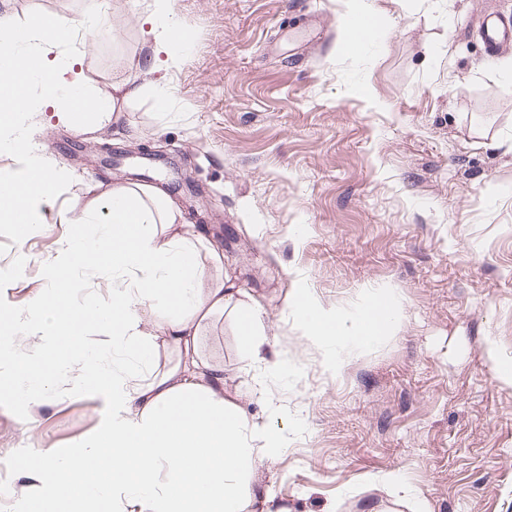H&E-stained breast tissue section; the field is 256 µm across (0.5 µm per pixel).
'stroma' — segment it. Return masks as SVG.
<instances>
[{
	"label": "stroma",
	"instance_id": "1",
	"mask_svg": "<svg viewBox=\"0 0 512 512\" xmlns=\"http://www.w3.org/2000/svg\"><path fill=\"white\" fill-rule=\"evenodd\" d=\"M86 4L9 9L21 25L77 21ZM364 9L376 33L353 51L344 23ZM152 10L108 0L93 35L52 48L78 53L101 94L130 79L144 91L92 134L32 114L71 184L38 232L0 223V266L25 262L0 283V323L33 309L83 184L165 192L187 169L207 199L177 194L184 223L263 310L261 359L229 319L202 349L224 367L225 396L286 438L253 476L271 512H512V45L489 59L481 39L487 15L512 19V0H172L191 38L160 73L142 61ZM104 145L126 153L103 161ZM382 290L395 332L338 357L293 313L304 296L351 317ZM105 414L88 393L21 413L0 389V512L37 494L38 449L72 447ZM395 472L409 498L391 494Z\"/></svg>",
	"mask_w": 512,
	"mask_h": 512
}]
</instances>
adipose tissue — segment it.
I'll return each instance as SVG.
<instances>
[{
  "label": "adipose tissue",
  "instance_id": "ef3b65f1",
  "mask_svg": "<svg viewBox=\"0 0 512 512\" xmlns=\"http://www.w3.org/2000/svg\"><path fill=\"white\" fill-rule=\"evenodd\" d=\"M75 25L64 16H42L28 23L18 43L10 14L0 15V150L18 158L17 169L1 175L0 183L20 197L16 205L0 201L1 223L21 218L35 227L67 181L66 170L47 167L33 145L32 102L17 101L16 84L40 86L41 104L58 108L65 123L84 112L87 133L140 92L123 83L100 94L83 81L76 59L49 56L48 45ZM35 173L42 183L34 188ZM181 218L176 202L151 186L119 185L91 198L67 248L46 266L47 297L16 319L18 330L47 342L42 365L23 355L0 359V384L12 393L57 396V382L44 368L82 352L92 326L106 329L113 351L124 357L118 364L89 357L75 368L77 391L94 390L109 412L73 448L39 451L44 481L24 512H125L129 503L139 512H267L251 478L258 462L279 455L285 441L225 397L223 367L201 350L204 328L225 315L242 348L258 356L263 311L229 283L223 252ZM127 224L135 225L133 235L123 234ZM207 266L217 278L204 279ZM87 268L119 280L111 302L75 304L68 280ZM294 313L310 337L341 351L393 329L395 305L386 303L375 321L362 314L350 323L301 297ZM163 349L176 358L158 373L154 364Z\"/></svg>",
  "mask_w": 512,
  "mask_h": 512
}]
</instances>
